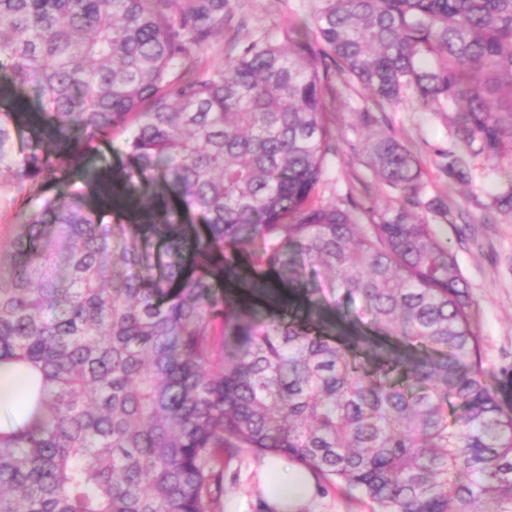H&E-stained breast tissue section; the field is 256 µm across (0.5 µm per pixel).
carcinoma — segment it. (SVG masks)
<instances>
[{"mask_svg": "<svg viewBox=\"0 0 512 512\" xmlns=\"http://www.w3.org/2000/svg\"><path fill=\"white\" fill-rule=\"evenodd\" d=\"M228 0H0V171L55 180L112 143L131 164L20 202L0 250V363L41 375L34 425L0 431V512H223L224 453L291 459L370 512H512L500 404L448 243L422 216L424 170L370 141L404 196L379 220L314 200L331 142L329 65L383 109L450 115L469 158L512 142V0H319L320 48L293 24L214 68L197 54ZM28 86L39 110L17 90ZM48 135L18 155L12 130ZM308 261L367 322L356 348L316 328ZM306 307L239 320L246 297Z\"/></svg>", "mask_w": 512, "mask_h": 512, "instance_id": "cac0c4a2", "label": "carcinoma"}]
</instances>
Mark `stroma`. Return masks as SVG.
<instances>
[{
	"label": "stroma",
	"instance_id": "stroma-1",
	"mask_svg": "<svg viewBox=\"0 0 512 512\" xmlns=\"http://www.w3.org/2000/svg\"><path fill=\"white\" fill-rule=\"evenodd\" d=\"M317 7V0H230L232 22L213 35L202 59L218 66L249 38L280 37L291 23L311 25ZM330 91L334 100L328 117L336 138L319 187L320 200L337 205L352 201L377 211L399 200V193L385 186L371 165L368 143L373 136H396L419 157L427 172L419 199L448 203L447 218L434 219V228L448 242L474 302L473 326L481 340L483 363L500 401L512 406V213H502L492 203L494 194L512 187V145H505L494 162L471 158L469 179L461 182L439 167L443 154L460 146L448 119L451 105L426 110L407 98L381 110L356 83L336 76ZM125 161L122 152L102 144L95 152L63 160L61 169L75 190L83 188L90 174ZM265 463V457L248 452L225 463L224 512H276L265 491ZM315 487L311 500L297 512H369L364 502L323 478H316Z\"/></svg>",
	"mask_w": 512,
	"mask_h": 512
}]
</instances>
